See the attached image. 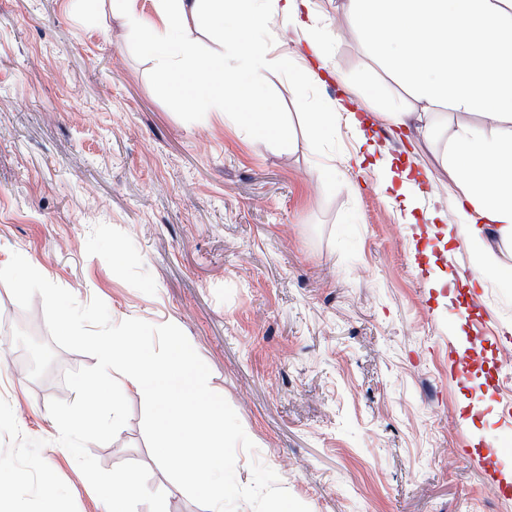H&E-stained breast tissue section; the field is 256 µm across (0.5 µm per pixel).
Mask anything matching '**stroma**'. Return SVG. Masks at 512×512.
<instances>
[{
  "label": "stroma",
  "mask_w": 512,
  "mask_h": 512,
  "mask_svg": "<svg viewBox=\"0 0 512 512\" xmlns=\"http://www.w3.org/2000/svg\"><path fill=\"white\" fill-rule=\"evenodd\" d=\"M341 30L334 62L306 96L285 66L264 89L288 122L291 146L258 144L207 102L162 93L151 57L110 0L82 18L73 0H0V266L20 253L80 304L101 298L113 322L172 323L210 369L209 386L235 410L255 453L310 512H512V455L482 456L512 436V288L485 281L435 288V274L476 272L448 201L433 234L428 208L378 189V174L346 164L357 133L310 146L304 114L344 101L368 117L377 157L407 164L408 143L383 118L406 88L343 22L344 0H314ZM42 317L41 297L29 310ZM22 308L0 283V512H107L47 404L76 395L63 372L95 357L60 350V376L37 385L16 357ZM493 336L474 344L475 323ZM468 362L455 381L450 359ZM116 438L90 444L104 469L134 461L166 512H204L154 461L143 399Z\"/></svg>",
  "instance_id": "obj_1"
}]
</instances>
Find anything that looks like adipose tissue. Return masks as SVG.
I'll return each instance as SVG.
<instances>
[{
    "instance_id": "1",
    "label": "adipose tissue",
    "mask_w": 512,
    "mask_h": 512,
    "mask_svg": "<svg viewBox=\"0 0 512 512\" xmlns=\"http://www.w3.org/2000/svg\"><path fill=\"white\" fill-rule=\"evenodd\" d=\"M351 29L372 57L405 86L415 107L397 105L389 123L411 144L437 136L439 107L462 118L480 111L484 128L459 123L443 165L453 173L460 221L447 238L464 239L481 276L512 280L494 243L512 246V138L494 130L512 116V5L506 0H345ZM156 16L127 12L128 33L154 60L159 87L196 105L207 89L258 139L285 146L291 130L263 93L270 26L300 33L287 58L296 92L331 68L332 45L312 0H155ZM222 35L224 55H200L187 20ZM248 111H240V104Z\"/></svg>"
}]
</instances>
